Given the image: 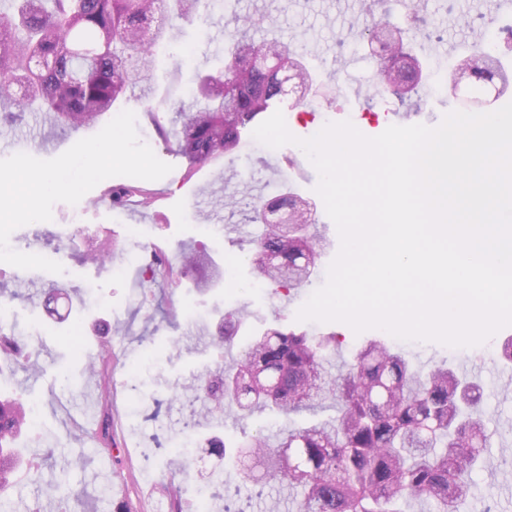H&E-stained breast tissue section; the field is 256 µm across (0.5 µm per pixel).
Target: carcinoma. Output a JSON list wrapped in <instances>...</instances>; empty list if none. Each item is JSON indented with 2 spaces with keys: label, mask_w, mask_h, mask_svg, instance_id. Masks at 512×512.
Masks as SVG:
<instances>
[{
  "label": "carcinoma",
  "mask_w": 512,
  "mask_h": 512,
  "mask_svg": "<svg viewBox=\"0 0 512 512\" xmlns=\"http://www.w3.org/2000/svg\"><path fill=\"white\" fill-rule=\"evenodd\" d=\"M200 0H175L178 19L192 20ZM160 0H11L0 16V129L11 118L35 110L59 127L90 123L117 103L141 99L143 112L158 135L173 141L176 152L195 167L224 160L263 114L272 111L283 92L278 75L289 71L309 90L313 78L303 55L283 40L256 41L257 24L234 19V29L219 69L194 77L197 105L186 109L153 92V47L173 37L174 26L156 22ZM373 24V38L386 46L389 65L377 72L383 89L411 78L416 59ZM478 80H506L498 60L489 58L482 41L466 56ZM179 125L170 128L168 113ZM104 199L114 208L152 204L156 193L142 181L110 186ZM211 204L236 212L243 201L224 191L211 193ZM248 221L263 225L254 240L257 274L274 293L296 290L310 282L323 244L309 232L307 209L292 193L248 203ZM90 255L115 249L108 239H89ZM207 268L205 286L219 278L206 253H184L175 261L153 259L145 282L163 285L172 294L193 269ZM245 311L224 317L218 345L237 336ZM341 348L336 334L312 336L305 331L270 328L253 338L234 366L200 380L197 397L209 410L232 407L241 418L265 412L289 418L314 413L330 403L336 416L290 429L273 446L261 434L229 449L208 443L232 461L235 474L258 483L282 479L296 491L295 512H403L397 507L417 502L429 512H460L469 494V473L488 450L491 434L478 419L482 387L476 377L436 365L415 370L404 356L380 341L364 344L345 368L327 370ZM29 361L27 345L0 324V374L3 367ZM96 438L112 448V405ZM23 406L0 400V448L22 434Z\"/></svg>",
  "instance_id": "1"
}]
</instances>
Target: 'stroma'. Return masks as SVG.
<instances>
[{"mask_svg": "<svg viewBox=\"0 0 512 512\" xmlns=\"http://www.w3.org/2000/svg\"><path fill=\"white\" fill-rule=\"evenodd\" d=\"M425 5L442 37L430 38L429 27L414 25L404 39L413 52L430 48L454 64L458 58L449 55V45L471 44L488 31L496 36L497 58L512 65L511 6L500 0H426ZM237 14L263 17L264 31L301 51L319 76L320 88L308 107L296 106L301 90L292 83L287 86L282 112L296 137H312L327 123L346 120L374 137L387 128L389 112L409 110L415 123L434 127L453 110L494 109L492 92L477 97L464 83L431 91L437 65L427 61L422 64L418 108L408 109L390 92L381 100L344 94L346 85H369L378 64L369 29L378 20L404 26L402 0H227L220 10L211 0H200L195 19L178 21L177 37L156 47V94L192 106L194 75L217 65ZM125 107L136 115L140 140L172 166L167 176L151 184L158 196L155 206L113 208L101 198L103 186H96L77 205L56 203L51 221L20 227L11 235L19 252L55 260L62 272L22 270L0 262V280L9 285L0 293V307L16 335L31 346L33 363L29 370L0 376V395H19L33 409L34 426L25 442L35 466L15 477L10 490L13 512H65L76 493L86 512H122L126 507L131 512H172L175 498L183 512H194L196 486L205 481L224 487L212 501V512H223L228 501L238 512H267L272 500L288 497L287 486L272 483L260 490L223 478L224 462L207 451L205 440L260 432L275 445L288 428L309 424L310 414L288 420L265 412L238 421L224 411L207 413L205 404L194 400V388L201 378L227 367L258 331L303 326L296 313L325 283L340 246L336 226L316 191L318 173L298 146L273 149L248 134L223 166L203 165L186 177V160L175 145L158 137L140 102L131 100ZM80 138L71 129L51 132L39 114L29 113L10 135L0 134V159L17 153L52 159ZM220 173L226 177L225 191L245 200L291 191L308 202L314 229L328 245L316 275L303 288L272 293L249 259L261 225L246 221L240 211L210 210L206 193ZM95 237L117 241L109 265L85 258L82 241ZM183 245L206 252L223 270V278L201 292L196 288L201 274L195 271L175 295L158 286L144 293L139 271L151 249L172 257ZM239 307L247 310L245 322L233 346L218 349L213 338L221 320ZM305 326L317 334L338 335L346 359L376 338L401 351L416 369L464 364L477 373L484 392L480 419L494 437L485 468L471 475V495L462 510L512 512V363L501 355L512 326L481 345L459 348L403 341L380 329L357 334L341 322ZM106 349L112 352V438L117 444L110 453L72 438L77 427L101 421L96 382L87 366ZM203 412L206 425L193 426V418ZM182 438L206 454L205 471L188 479L172 474L166 464L167 446Z\"/></svg>", "mask_w": 512, "mask_h": 512, "instance_id": "stroma-1", "label": "stroma"}]
</instances>
